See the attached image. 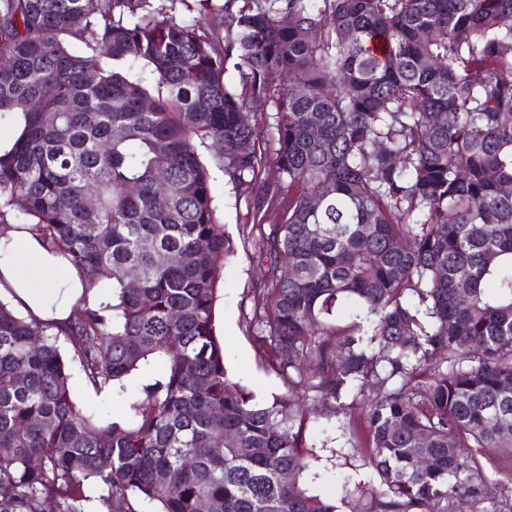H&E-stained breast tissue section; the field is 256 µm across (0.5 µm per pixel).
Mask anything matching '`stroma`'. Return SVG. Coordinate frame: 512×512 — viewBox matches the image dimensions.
Segmentation results:
<instances>
[{
  "instance_id": "35a3bbf8",
  "label": "stroma",
  "mask_w": 512,
  "mask_h": 512,
  "mask_svg": "<svg viewBox=\"0 0 512 512\" xmlns=\"http://www.w3.org/2000/svg\"><path fill=\"white\" fill-rule=\"evenodd\" d=\"M212 193L219 209L221 224L232 234L235 255L220 272V324L224 339V355L229 369L257 396L283 390L282 379L258 357L249 326L253 306V291L262 287L265 264L259 260L254 226L258 219L244 199L238 198L231 184L221 172H214ZM70 381L79 401L104 418L125 413L126 398L111 391H96L84 382L77 365L69 367ZM309 438L315 444L319 458L321 481L312 488L313 493L338 498L342 495L343 475L366 482L372 477L369 468L347 454L345 439L340 431H323L321 422H313Z\"/></svg>"
}]
</instances>
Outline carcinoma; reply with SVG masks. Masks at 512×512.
I'll use <instances>...</instances> for the list:
<instances>
[{
  "label": "carcinoma",
  "mask_w": 512,
  "mask_h": 512,
  "mask_svg": "<svg viewBox=\"0 0 512 512\" xmlns=\"http://www.w3.org/2000/svg\"><path fill=\"white\" fill-rule=\"evenodd\" d=\"M156 2L0 0V223L94 295L63 327L0 299V512H512V0ZM203 149L283 214L257 225L267 400L214 336L234 248ZM61 339L96 390L159 369L103 420ZM313 413L375 474L338 501Z\"/></svg>",
  "instance_id": "1"
}]
</instances>
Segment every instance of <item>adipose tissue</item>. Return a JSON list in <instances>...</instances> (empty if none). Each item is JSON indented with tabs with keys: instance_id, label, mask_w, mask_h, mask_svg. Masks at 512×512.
<instances>
[{
	"instance_id": "ef3b65f1",
	"label": "adipose tissue",
	"mask_w": 512,
	"mask_h": 512,
	"mask_svg": "<svg viewBox=\"0 0 512 512\" xmlns=\"http://www.w3.org/2000/svg\"><path fill=\"white\" fill-rule=\"evenodd\" d=\"M84 294L79 270L46 250L29 225L0 227V296L35 319L61 323Z\"/></svg>"
}]
</instances>
